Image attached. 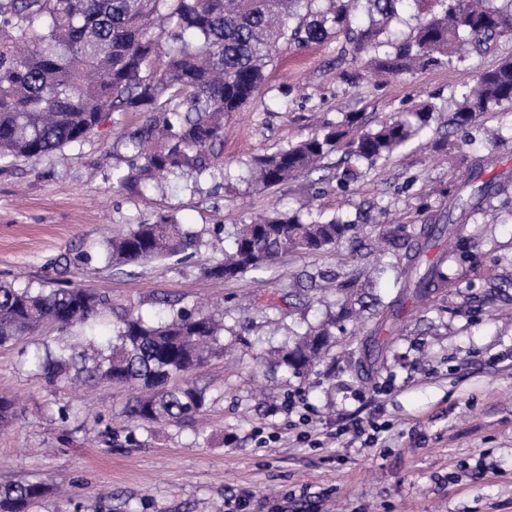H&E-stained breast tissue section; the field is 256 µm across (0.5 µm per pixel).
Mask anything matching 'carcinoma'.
Instances as JSON below:
<instances>
[{"mask_svg": "<svg viewBox=\"0 0 512 512\" xmlns=\"http://www.w3.org/2000/svg\"><path fill=\"white\" fill-rule=\"evenodd\" d=\"M0 0V162L36 161L79 144L114 112H148L152 119L124 135L131 167L115 174L120 185L149 184L157 175L185 169L203 173L217 166L224 140V113L253 97L264 67L282 43H322L344 34L356 53H374L378 71L402 74L436 65L442 58L462 63L467 46L477 50L500 38L512 40V0H412L413 36L398 41L390 23L405 0ZM364 6L365 23L351 17ZM459 92L449 124L467 130L476 117L512 106V61L477 74ZM428 103L394 113L368 127L360 112L325 122L307 138L251 162L264 188L311 173L346 137L353 164L336 174V188L349 190L356 165L375 168L427 132L436 119ZM474 163L454 194L458 219L480 213L499 194L492 180L480 181ZM356 222L327 219L321 211L276 210L237 228L230 248L206 268L215 279L232 280L270 268L291 251L335 248L355 233ZM459 225L405 224L389 232L394 260L377 270L394 273L388 302L380 303L374 328L358 343L355 364L369 378L384 355L381 332L394 328L410 301L432 298L470 263L469 248L426 260L444 235ZM190 235L171 216L137 224L105 240V261L121 267L177 256ZM167 315L148 319L124 309L101 340L100 319L114 312L112 299L92 288L48 292L0 282V345L45 324L65 331L79 327L84 343L35 356L34 368L55 382L105 379L137 391L125 414L139 426L183 420L207 406L203 389L189 380L213 352L224 348V323L215 315L165 301ZM336 320L293 332V344L278 352L277 364L295 375L308 372L331 349ZM52 492L43 480L0 486V512H32Z\"/></svg>", "mask_w": 512, "mask_h": 512, "instance_id": "1", "label": "carcinoma"}]
</instances>
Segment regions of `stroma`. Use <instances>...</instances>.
<instances>
[{
  "label": "stroma",
  "instance_id": "1",
  "mask_svg": "<svg viewBox=\"0 0 512 512\" xmlns=\"http://www.w3.org/2000/svg\"><path fill=\"white\" fill-rule=\"evenodd\" d=\"M508 59L512 40H498L464 64L393 75L373 70L341 35L284 43L251 101L224 116V176L188 171L145 188L118 186L112 173L130 160L119 136L145 124L144 112L112 113L63 156L0 163V281L83 285L145 314L168 297L224 318L223 353L194 376L206 409L154 428L120 425L125 387L99 381L76 390L30 370L28 354L77 344L78 336L48 327L0 346V397L18 408L0 432V485L64 484L66 494L38 512H224L225 500L238 497L244 512H512V285L499 284L512 274V211L492 199L462 229L475 289L498 286L490 303L459 314L467 290L451 286L432 307L410 308L371 381L357 377L349 357L373 326L369 313L341 316L309 289L325 274L347 292L387 297L390 278L372 287L362 275L385 261L380 229L447 218L474 161L512 197V112L483 115L468 134L439 120L346 193L336 189L341 149L315 176L266 189L249 176L254 157L346 112L371 124L430 102L453 112L462 83ZM282 207L369 222L336 250L294 251L228 282L206 275L238 225ZM170 215L196 237L190 258L106 265L102 243L112 233ZM334 316V346L313 372L257 366L297 326ZM64 406L74 412L65 423ZM371 418L387 425L377 442L336 434Z\"/></svg>",
  "mask_w": 512,
  "mask_h": 512
}]
</instances>
